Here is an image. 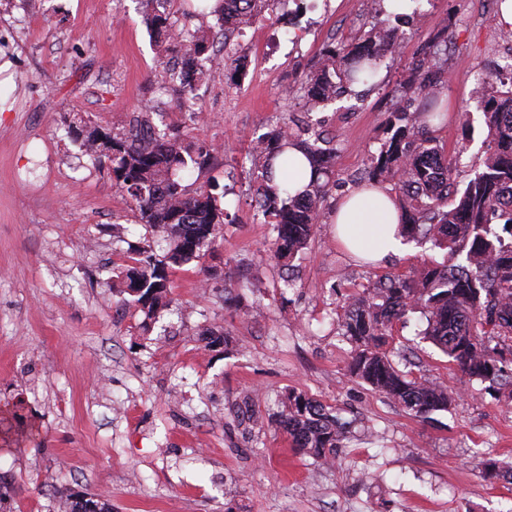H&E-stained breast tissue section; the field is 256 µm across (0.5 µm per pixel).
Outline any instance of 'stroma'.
<instances>
[{"mask_svg": "<svg viewBox=\"0 0 512 512\" xmlns=\"http://www.w3.org/2000/svg\"><path fill=\"white\" fill-rule=\"evenodd\" d=\"M162 9L176 27L217 30L200 0ZM264 14L230 50L245 71L198 80L192 116L160 76L137 0H0V36L13 40L0 55V512H57L61 487L106 494L112 512H512V478H485L479 465L512 462V401L419 341V314L394 325L389 345L411 348L413 376L447 385L455 406L417 418L350 373L347 298L445 251L413 242L369 265L337 245L333 224L393 102L418 108L402 84L442 32L444 118L432 130L457 155L458 180L472 176L487 135L472 85L512 26L488 0H431L399 20L377 0H279ZM379 22L397 46L373 85L307 111L298 83L326 45ZM142 112L217 147L219 162L183 182L217 178L230 218L210 254L170 271L171 303L147 331L108 284L154 234L69 131L79 118L127 127ZM288 118L320 125L336 147L322 222L290 288L270 257L273 227L255 212L249 155L252 137ZM211 331L225 343L206 347ZM291 391L350 422L332 463H314L280 428Z\"/></svg>", "mask_w": 512, "mask_h": 512, "instance_id": "1", "label": "stroma"}]
</instances>
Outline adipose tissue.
<instances>
[{
    "label": "adipose tissue",
    "mask_w": 512,
    "mask_h": 512,
    "mask_svg": "<svg viewBox=\"0 0 512 512\" xmlns=\"http://www.w3.org/2000/svg\"><path fill=\"white\" fill-rule=\"evenodd\" d=\"M336 242L356 259L377 263L403 254L402 210L383 184L358 187L337 205Z\"/></svg>",
    "instance_id": "adipose-tissue-1"
}]
</instances>
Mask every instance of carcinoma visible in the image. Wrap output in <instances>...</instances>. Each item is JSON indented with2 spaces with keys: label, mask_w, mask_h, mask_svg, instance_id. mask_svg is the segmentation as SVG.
Listing matches in <instances>:
<instances>
[{
  "label": "carcinoma",
  "mask_w": 512,
  "mask_h": 512,
  "mask_svg": "<svg viewBox=\"0 0 512 512\" xmlns=\"http://www.w3.org/2000/svg\"><path fill=\"white\" fill-rule=\"evenodd\" d=\"M156 0H140L150 27L161 34V51L181 52L180 69L169 74L183 98L194 96L195 83L212 63L209 38L188 36L170 28ZM270 0H214L212 13L220 23L236 20L255 23ZM389 30L372 27L359 42L329 49L320 66L301 83L299 92L307 109L315 111L336 94V88L374 78L385 54L392 49ZM505 90L495 89V85ZM445 85L434 68L431 52L416 60L406 81L416 99H435ZM475 98L487 127L488 147L473 178L448 194L456 159L448 155L430 132L434 107L390 113L387 137L367 172L373 181H390L403 196L409 221L401 233L447 250L442 264L424 267L414 276L387 274L374 288L353 295L346 306L343 335L355 344L351 373L391 402L427 419L446 411L456 401L448 387L428 378H411L400 365L411 364L407 354L384 349L395 323L420 311L426 327L423 339L438 348L462 372L489 381L512 399V80L496 70L485 72ZM84 152L105 157L112 144L115 186L135 204L140 223L156 232L155 246L138 249L119 271L112 289L134 297L148 322L167 307L168 270L198 261L214 248L223 233L228 213L219 204L215 180L191 188L178 172H203L212 165L215 146L204 140L185 143L180 132L158 127L146 112L129 131L102 132L82 122L77 133ZM300 148L314 177L301 192L293 193L288 180L276 181L273 166L288 145ZM335 156L325 131L288 122L258 136L251 145L256 173L255 208L276 236L272 251L289 270L321 221L328 194L329 173ZM279 425L293 447L324 464L344 447L348 430L320 403L290 393L281 401ZM94 509L86 510L69 489L60 492L58 512H112V504L89 496Z\"/></svg>",
  "instance_id": "1"
}]
</instances>
